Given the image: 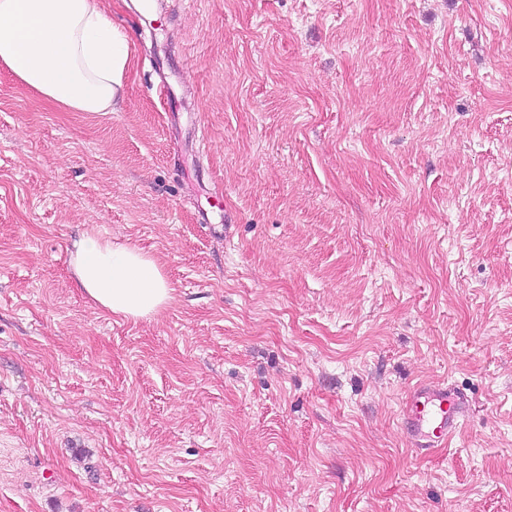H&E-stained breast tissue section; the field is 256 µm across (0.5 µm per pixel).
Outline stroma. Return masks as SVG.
I'll use <instances>...</instances> for the list:
<instances>
[{
    "label": "stroma",
    "instance_id": "obj_1",
    "mask_svg": "<svg viewBox=\"0 0 512 512\" xmlns=\"http://www.w3.org/2000/svg\"><path fill=\"white\" fill-rule=\"evenodd\" d=\"M107 4L112 111L0 71V512H512V0ZM417 383L472 408L426 457ZM73 247L74 279L88 298L112 315L143 318L171 302L173 288L161 266L142 250L90 234Z\"/></svg>",
    "mask_w": 512,
    "mask_h": 512
}]
</instances>
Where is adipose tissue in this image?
Returning <instances> with one entry per match:
<instances>
[{
  "label": "adipose tissue",
  "instance_id": "ef3b65f1",
  "mask_svg": "<svg viewBox=\"0 0 512 512\" xmlns=\"http://www.w3.org/2000/svg\"><path fill=\"white\" fill-rule=\"evenodd\" d=\"M130 66L127 39L104 0H0V70L45 99L75 112L109 111ZM71 272L115 316H151L172 300L154 257L95 235L75 242Z\"/></svg>",
  "mask_w": 512,
  "mask_h": 512
}]
</instances>
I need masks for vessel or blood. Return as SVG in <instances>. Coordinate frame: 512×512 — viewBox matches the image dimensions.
I'll use <instances>...</instances> for the list:
<instances>
[{"mask_svg":"<svg viewBox=\"0 0 512 512\" xmlns=\"http://www.w3.org/2000/svg\"><path fill=\"white\" fill-rule=\"evenodd\" d=\"M466 414V403L453 388L418 384L405 396L401 426L412 452L428 456L447 447Z\"/></svg>","mask_w":512,"mask_h":512,"instance_id":"b4317fda","label":"vessel or blood"}]
</instances>
